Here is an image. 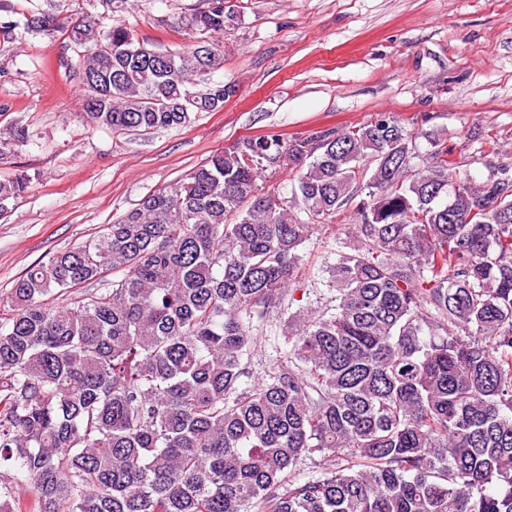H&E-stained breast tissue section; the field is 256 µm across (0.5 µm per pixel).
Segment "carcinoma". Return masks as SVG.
I'll return each mask as SVG.
<instances>
[{
  "label": "carcinoma",
  "mask_w": 512,
  "mask_h": 512,
  "mask_svg": "<svg viewBox=\"0 0 512 512\" xmlns=\"http://www.w3.org/2000/svg\"><path fill=\"white\" fill-rule=\"evenodd\" d=\"M88 2L26 23L78 50L84 120L149 132L223 107L206 76L228 0L177 20L193 41L165 66L114 18L126 0ZM28 139L0 131V157ZM416 139L380 113L243 140L30 267L0 314V512H512V163L475 182ZM290 164L291 196L258 185ZM31 184L0 181V215ZM348 208L331 306L290 311L301 247ZM273 311L288 350L242 388Z\"/></svg>",
  "instance_id": "1"
}]
</instances>
